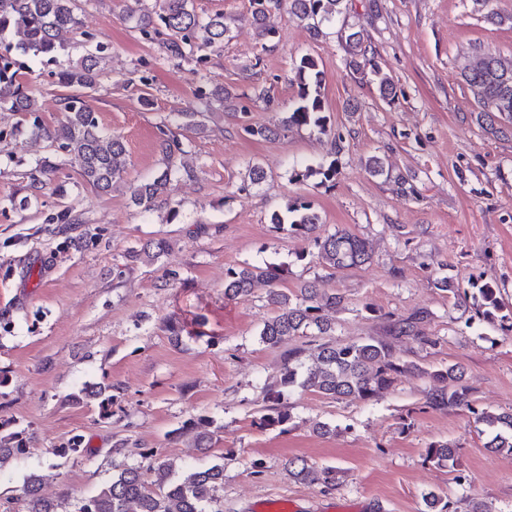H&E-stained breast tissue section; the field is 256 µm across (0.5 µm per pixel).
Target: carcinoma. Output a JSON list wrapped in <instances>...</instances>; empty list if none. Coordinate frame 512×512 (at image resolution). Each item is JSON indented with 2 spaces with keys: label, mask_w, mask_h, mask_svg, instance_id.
<instances>
[{
  "label": "carcinoma",
  "mask_w": 512,
  "mask_h": 512,
  "mask_svg": "<svg viewBox=\"0 0 512 512\" xmlns=\"http://www.w3.org/2000/svg\"><path fill=\"white\" fill-rule=\"evenodd\" d=\"M346 9L345 0H250V19L262 39L278 34L270 24L273 14L281 11L293 20L306 23L313 34L320 35L322 27L336 22ZM81 8L78 0H0V110L32 114L30 124L20 127V133L47 143L50 154L37 160L27 195L19 205L52 184L59 171L57 154L63 153L77 166L89 187L98 193H107L123 179L126 168V146L121 137L106 134L99 126L94 111L85 100L84 91L97 86L106 47L96 45L66 67L54 72L56 83L72 89L59 100L63 117L57 124H44L35 113L40 111L37 100L26 87L17 56L32 55L54 63L68 52V36L78 31L85 40L94 36L81 31ZM127 19L143 39L158 40L172 57H190L201 64L207 61V52H215L230 40V28L224 22V13L206 17L197 14L192 0H135V6L126 10ZM7 33L19 36L15 43L6 42ZM346 63L356 75L380 69L371 46L363 43L358 33L344 36ZM300 92L296 107L275 126L249 124L246 132L258 138H267L293 127L310 126L328 132L327 118L322 115L321 86L323 75L316 62L303 57L296 66ZM470 90L482 106L483 120L495 128L505 119L512 122V57L491 52L480 53L478 61L464 74ZM199 112H178L180 125L201 133L206 125L198 120ZM158 148L163 167L150 180L129 185L135 205L150 211L158 199L169 196L173 183L193 180L196 170L187 160L183 148L167 126H159ZM320 175L322 181H333L337 175L336 162L326 167L307 168L296 173L298 178ZM275 230L290 231L311 238L321 263L329 268L345 270L365 264L369 259L366 242L345 230L327 235L319 233L321 219L313 204L297 198L270 216ZM168 244L164 240L149 241L128 252L134 261L155 263L165 255ZM287 273L285 266L266 263L246 265L224 270V299L235 300L253 293L256 284L266 286L265 301L275 309V315L265 320L259 330V340L269 347H277L296 336H328L332 331L329 313L343 302V296L310 282L299 289V294L288 295L279 288ZM477 302L482 315L489 320L505 308L500 290L488 283L476 286ZM424 316L396 321L392 326L395 336H419L418 324ZM428 376L436 389L427 395V404L433 408H452L469 405V390L462 384L463 370L457 364L429 372L413 361L394 355L383 341L316 345L309 355L296 348L288 351L279 379L267 391L268 405L260 416L265 427L283 426L291 419L282 404L284 393L298 385L332 400H368L394 385L403 375ZM114 386L107 385L91 392L100 398L102 415L112 414L116 395ZM478 422L491 431L488 447L512 455V411L475 412ZM12 445H0V476L4 464L28 452L23 432L11 435ZM53 454L62 458H82L91 454L80 437L72 439L66 448H55ZM139 456L147 464L124 465L94 494L74 503L53 502L42 493L41 476L29 473L22 492L16 498L13 512H224V465L216 463L197 469L183 477L176 475L173 463L160 457L156 448L145 449ZM456 448L446 441L432 442L425 449V459L441 467L456 464ZM288 470L299 481L319 484L328 489L336 486V470L319 469L304 459L288 460Z\"/></svg>",
  "instance_id": "carcinoma-1"
}]
</instances>
